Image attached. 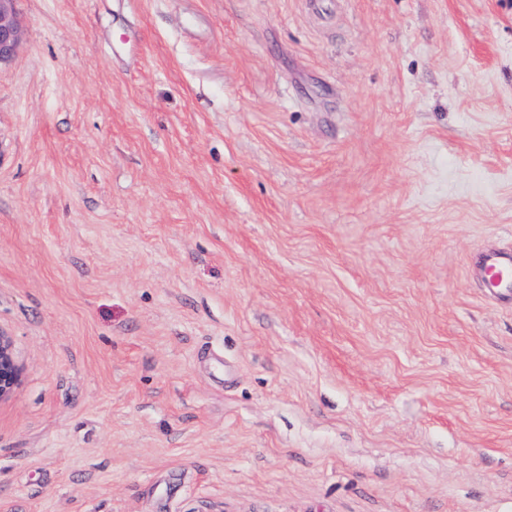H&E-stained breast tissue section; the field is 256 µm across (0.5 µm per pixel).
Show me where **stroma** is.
Instances as JSON below:
<instances>
[{
    "label": "stroma",
    "mask_w": 512,
    "mask_h": 512,
    "mask_svg": "<svg viewBox=\"0 0 512 512\" xmlns=\"http://www.w3.org/2000/svg\"><path fill=\"white\" fill-rule=\"evenodd\" d=\"M0 512H512V0H19ZM483 288L490 294L508 295L512 287V250L489 252L480 260ZM21 374L13 338L0 330V402L14 396L21 383Z\"/></svg>",
    "instance_id": "stroma-1"
}]
</instances>
